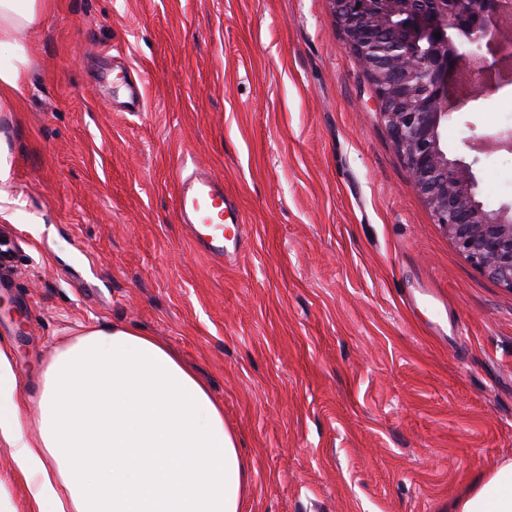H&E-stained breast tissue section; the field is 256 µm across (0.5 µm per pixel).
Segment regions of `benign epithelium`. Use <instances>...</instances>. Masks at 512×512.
I'll return each instance as SVG.
<instances>
[{"label": "benign epithelium", "mask_w": 512, "mask_h": 512, "mask_svg": "<svg viewBox=\"0 0 512 512\" xmlns=\"http://www.w3.org/2000/svg\"><path fill=\"white\" fill-rule=\"evenodd\" d=\"M336 24L372 88L407 172L434 222L457 250L498 284L512 289V205L482 200L471 165L445 148L450 114L467 104L457 91L468 80L471 100L505 86L494 68L470 71L465 48L486 50L512 0H330ZM441 37H435V33Z\"/></svg>", "instance_id": "1"}]
</instances>
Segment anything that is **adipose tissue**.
Returning a JSON list of instances; mask_svg holds the SVG:
<instances>
[{"instance_id":"adipose-tissue-1","label":"adipose tissue","mask_w":512,"mask_h":512,"mask_svg":"<svg viewBox=\"0 0 512 512\" xmlns=\"http://www.w3.org/2000/svg\"><path fill=\"white\" fill-rule=\"evenodd\" d=\"M50 0H0V112L26 77L20 37ZM31 512H242L247 472L224 412L191 370L133 327L101 324L57 350L37 399L0 339V442ZM453 512H512V463Z\"/></svg>"}]
</instances>
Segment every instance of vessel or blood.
I'll use <instances>...</instances> for the list:
<instances>
[{"mask_svg":"<svg viewBox=\"0 0 512 512\" xmlns=\"http://www.w3.org/2000/svg\"><path fill=\"white\" fill-rule=\"evenodd\" d=\"M189 182L177 195L179 219L195 247L223 261L242 245L244 218L225 194L222 179L203 173Z\"/></svg>","mask_w":512,"mask_h":512,"instance_id":"obj_1","label":"vessel or blood"}]
</instances>
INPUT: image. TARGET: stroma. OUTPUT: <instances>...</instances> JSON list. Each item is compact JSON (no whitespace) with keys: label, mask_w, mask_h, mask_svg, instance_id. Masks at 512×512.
Segmentation results:
<instances>
[{"label":"stroma","mask_w":512,"mask_h":512,"mask_svg":"<svg viewBox=\"0 0 512 512\" xmlns=\"http://www.w3.org/2000/svg\"><path fill=\"white\" fill-rule=\"evenodd\" d=\"M24 41L0 337L25 397L63 337L129 325L223 407L243 512H450L512 463V290L434 223L329 0H52ZM505 126L510 85L448 122L494 206L512 151L464 140ZM196 173L246 219L221 265L178 219Z\"/></svg>","instance_id":"35a3bbf8"}]
</instances>
